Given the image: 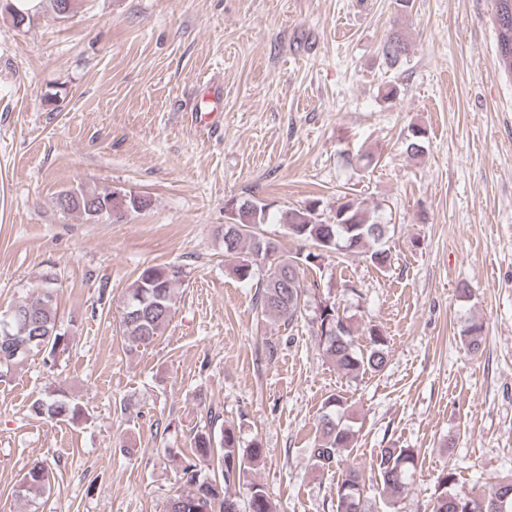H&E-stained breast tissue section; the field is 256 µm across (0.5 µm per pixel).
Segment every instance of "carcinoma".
Here are the masks:
<instances>
[{
	"instance_id": "1",
	"label": "carcinoma",
	"mask_w": 512,
	"mask_h": 512,
	"mask_svg": "<svg viewBox=\"0 0 512 512\" xmlns=\"http://www.w3.org/2000/svg\"><path fill=\"white\" fill-rule=\"evenodd\" d=\"M497 26L498 69L512 75V0H495ZM383 54L390 65H396L407 54V43L396 35L384 44ZM427 138L425 128L413 125L405 138V153L412 160L424 153ZM112 199V189H69L57 197L60 209L78 212L88 221L105 216ZM321 201L308 200L285 214L289 237L309 248L305 254L293 257L279 254L276 242L263 236L260 228L268 220V205L250 196L230 200L228 222L222 229L224 256L233 264L238 278L247 280L262 275L256 303L266 318L290 326L303 317L308 299L300 283L299 262L311 263L323 253L360 255L380 270L391 265V253L386 242L390 225L381 222L377 210L354 199L336 206L332 217H321ZM272 250L270 260L265 251ZM185 272L172 264L147 266L131 283L123 302V336L134 348L153 344L170 324L177 311L176 288L182 284ZM46 286L11 308V315H0V381L14 368L32 356L44 353L56 361L66 351L65 334L59 327V311L55 290ZM318 335L326 359L342 375L358 379L368 373L381 372L388 360L389 346L375 327L367 330L369 346L355 348L354 330L350 321L340 315L334 302L319 305ZM463 343L472 351L479 349L483 323L475 319L464 323L460 332ZM343 400L330 398L321 416L311 454L323 466L342 462L344 452L353 441L351 427L342 421ZM31 415L46 420L80 422L85 417L83 406L60 390L32 401ZM208 424L193 436V458L185 461L182 480L186 490L170 496L164 512H273L265 486L254 482L246 505L229 494L231 484L240 479L246 465L262 458L264 449L255 445L240 452L235 427L223 421V415L208 410ZM217 465L220 477L203 472L204 467ZM417 465L412 448H381L375 467L385 503L390 504L408 491L409 481ZM456 481V473L448 471L436 497L433 512H512V475L508 474L478 497H461L448 492ZM53 472L45 460L34 461L22 474L15 489L16 495L29 502L51 492ZM365 483L358 470L342 471L336 486V512H368Z\"/></svg>"
}]
</instances>
